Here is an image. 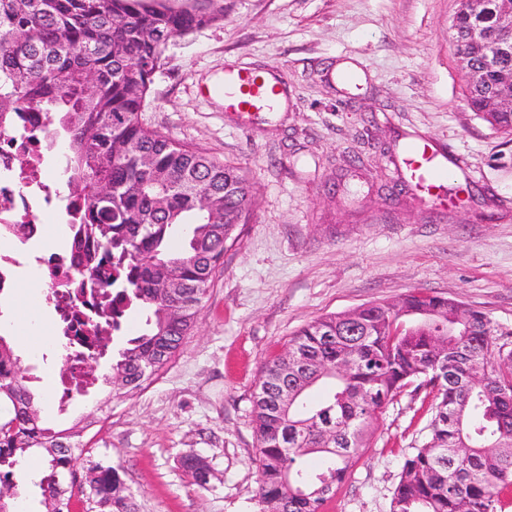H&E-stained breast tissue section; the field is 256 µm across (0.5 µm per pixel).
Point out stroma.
<instances>
[{"mask_svg": "<svg viewBox=\"0 0 512 512\" xmlns=\"http://www.w3.org/2000/svg\"><path fill=\"white\" fill-rule=\"evenodd\" d=\"M457 0H224L222 21L171 40L143 123L238 166L256 203L213 275L197 328L141 390L97 383L63 417L55 351L22 356L63 429L95 401L84 441L120 468L141 512H260L251 395L264 363L322 315L411 290L486 313L512 338V135L470 110L449 26ZM272 73L282 112L241 120L200 89L230 67ZM448 165V200L396 193L405 143ZM435 396L403 394L321 512H390L403 460L427 440ZM205 457L194 484L180 461Z\"/></svg>", "mask_w": 512, "mask_h": 512, "instance_id": "1", "label": "stroma"}]
</instances>
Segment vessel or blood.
I'll return each instance as SVG.
<instances>
[{"label":"vessel or blood","instance_id":"obj_1","mask_svg":"<svg viewBox=\"0 0 512 512\" xmlns=\"http://www.w3.org/2000/svg\"><path fill=\"white\" fill-rule=\"evenodd\" d=\"M203 96L220 97L226 108L246 116L255 111H274L279 104V92L258 73L240 68L228 71L223 84L206 87ZM406 166L414 176L418 188L433 201L444 197L448 180L445 167L433 159L428 143L417 142L405 154Z\"/></svg>","mask_w":512,"mask_h":512}]
</instances>
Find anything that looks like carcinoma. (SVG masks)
Segmentation results:
<instances>
[{
    "instance_id": "cac0c4a2",
    "label": "carcinoma",
    "mask_w": 512,
    "mask_h": 512,
    "mask_svg": "<svg viewBox=\"0 0 512 512\" xmlns=\"http://www.w3.org/2000/svg\"><path fill=\"white\" fill-rule=\"evenodd\" d=\"M153 0H0V114L33 106L50 113L52 135L66 134L63 173L84 211L74 234L92 240L99 257L77 267L112 293V321L95 309L88 321L118 330L117 318L137 307L146 329L108 352L98 336L82 363L112 354L105 381L132 395L179 351L195 329L215 269L248 223L253 189L230 164L190 148L141 121L155 74L174 36L222 18L209 0L157 9ZM499 0L483 17L458 8L457 27L479 24L485 51L480 88L466 83L467 103L492 128L512 135V112L485 111L489 90L512 86L496 71L512 69V50L496 23ZM428 306V320L400 312ZM456 303L410 291L393 301L326 314L303 326L285 352L261 370L252 399L261 512H320L328 495L351 476L375 434L381 410L407 390H437L425 444L403 463L391 512H503L512 493V350L495 347L494 326L477 309L460 322ZM32 378L0 336V401L11 404L0 421V482L14 478L20 459H43L38 487L45 512H140L117 467L88 461L83 442L103 402L71 427L56 430L40 417ZM295 395L288 412L278 392ZM324 457L311 474L304 457ZM203 457L181 466L204 486Z\"/></svg>"
}]
</instances>
